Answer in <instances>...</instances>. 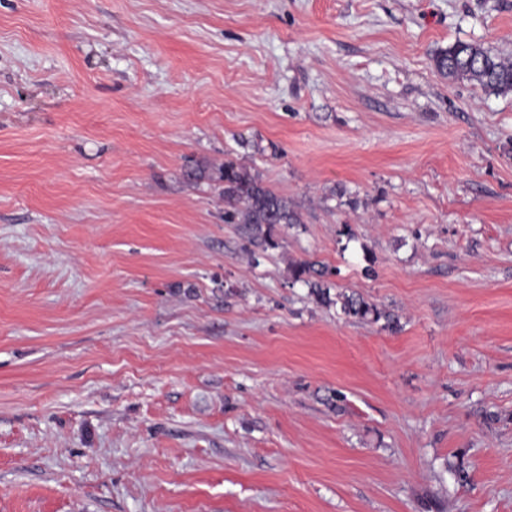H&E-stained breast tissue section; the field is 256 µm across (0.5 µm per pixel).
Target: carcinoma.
<instances>
[{
	"instance_id": "cac0c4a2",
	"label": "carcinoma",
	"mask_w": 512,
	"mask_h": 512,
	"mask_svg": "<svg viewBox=\"0 0 512 512\" xmlns=\"http://www.w3.org/2000/svg\"><path fill=\"white\" fill-rule=\"evenodd\" d=\"M435 69L453 82H469L487 94L512 93V60L481 44L457 42L433 57ZM186 180L198 182L211 179L222 184L220 196L224 199V223L239 225L250 245L265 252L278 247L273 230L278 225L301 223L292 202L266 187L260 177L243 165L232 161L216 169L198 164L185 172ZM329 270L315 262H304L292 267L293 279L309 285L311 292L321 300H329L324 278ZM336 302L344 315L359 321H386L393 328L397 321L383 309L361 296L338 294Z\"/></svg>"
}]
</instances>
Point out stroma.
Segmentation results:
<instances>
[{
  "label": "stroma",
  "instance_id": "35a3bbf8",
  "mask_svg": "<svg viewBox=\"0 0 512 512\" xmlns=\"http://www.w3.org/2000/svg\"><path fill=\"white\" fill-rule=\"evenodd\" d=\"M459 41L512 0H0V512H512V94ZM227 160L278 248L184 179ZM433 63L453 82L478 85L486 94L512 93V60L481 44L457 42L438 51ZM185 177L189 182L208 178L222 183L219 195L224 199L225 223L239 224L250 245L263 252L278 247L273 237L277 225L288 227L301 221L288 197L266 187L243 164L229 161L213 170L200 163L187 170ZM328 274L329 270L325 266L315 262L299 263L292 267L294 281H304L311 288V292L320 300L330 302L327 289H324L329 288L324 281ZM338 303H340V309L344 315L359 321L379 322L383 319L386 321V327L388 328H394L397 325V321L391 314L359 295L338 294L336 295V305Z\"/></svg>",
  "mask_w": 512,
  "mask_h": 512
}]
</instances>
